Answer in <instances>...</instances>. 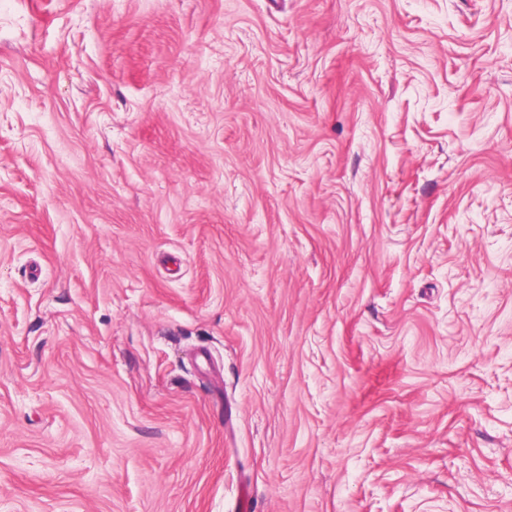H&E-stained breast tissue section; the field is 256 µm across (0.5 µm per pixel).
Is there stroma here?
<instances>
[{"mask_svg":"<svg viewBox=\"0 0 512 512\" xmlns=\"http://www.w3.org/2000/svg\"><path fill=\"white\" fill-rule=\"evenodd\" d=\"M512 512V0H0V512Z\"/></svg>","mask_w":512,"mask_h":512,"instance_id":"stroma-1","label":"stroma"}]
</instances>
